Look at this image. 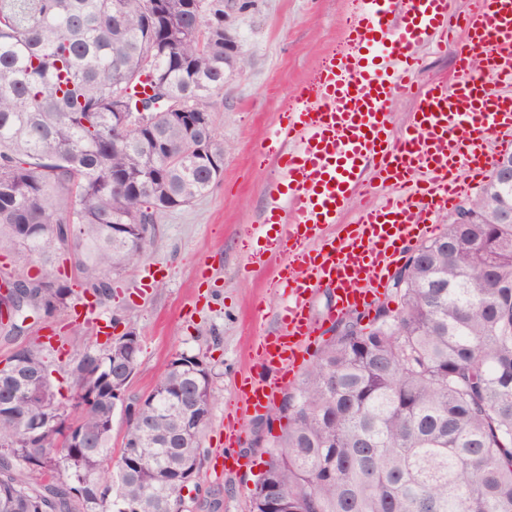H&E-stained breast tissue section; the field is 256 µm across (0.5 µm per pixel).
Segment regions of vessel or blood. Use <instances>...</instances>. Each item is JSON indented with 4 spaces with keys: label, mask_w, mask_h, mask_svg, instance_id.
Instances as JSON below:
<instances>
[{
    "label": "vessel or blood",
    "mask_w": 512,
    "mask_h": 512,
    "mask_svg": "<svg viewBox=\"0 0 512 512\" xmlns=\"http://www.w3.org/2000/svg\"><path fill=\"white\" fill-rule=\"evenodd\" d=\"M455 30L451 84L418 92L409 128L392 135L391 105L413 87L418 51L441 49ZM345 40L348 51L298 88L296 107L265 147L280 180L263 221L278 225L286 245L278 275L289 301L240 376L242 416L265 410L305 356L319 330L310 315L317 289L335 292L333 321L371 306L402 253L512 148V0H475L459 16L448 0H359ZM370 181L392 195L360 205L353 223L328 235Z\"/></svg>",
    "instance_id": "obj_1"
}]
</instances>
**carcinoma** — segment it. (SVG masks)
Returning a JSON list of instances; mask_svg holds the SVG:
<instances>
[{
    "label": "carcinoma",
    "mask_w": 512,
    "mask_h": 512,
    "mask_svg": "<svg viewBox=\"0 0 512 512\" xmlns=\"http://www.w3.org/2000/svg\"><path fill=\"white\" fill-rule=\"evenodd\" d=\"M224 0H0V254L35 261L16 281L26 305L0 329L49 316L73 292L112 300V275L138 264L164 213L224 172L196 132L156 114L154 137L112 148L120 114L214 112L224 95ZM398 277L394 314L331 337L269 416L249 512H512V180L474 198ZM140 351L85 348L60 397L43 351L17 345L0 370V512H185L201 466L212 374L176 353L146 400H113ZM126 418L112 456V421Z\"/></svg>",
    "instance_id": "cac0c4a2"
}]
</instances>
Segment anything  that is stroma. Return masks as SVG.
Masks as SVG:
<instances>
[{
  "label": "stroma",
  "instance_id": "1",
  "mask_svg": "<svg viewBox=\"0 0 512 512\" xmlns=\"http://www.w3.org/2000/svg\"><path fill=\"white\" fill-rule=\"evenodd\" d=\"M357 17L352 0H257L239 24L249 64L226 83L215 104L224 144L219 182L159 219L140 264L113 276L111 301L86 315L85 298L74 291L67 309L27 320L19 338L43 348L67 397L73 389L65 362L77 350L105 348L99 328L109 320L116 333L131 330L141 338L129 395L148 393L174 353L204 358L212 370L213 401L199 474L182 491L187 512H248L253 480L264 468L263 455L251 444L282 427L278 420L269 426L256 416L236 417L235 381L255 338L275 332L288 299L276 274L280 237L261 226L278 164L259 147L288 112L296 88L312 82L329 57L346 51L343 29ZM256 252L263 265L242 270L243 259ZM232 420L241 434L242 463L228 472L219 451L224 424Z\"/></svg>",
  "mask_w": 512,
  "mask_h": 512
}]
</instances>
